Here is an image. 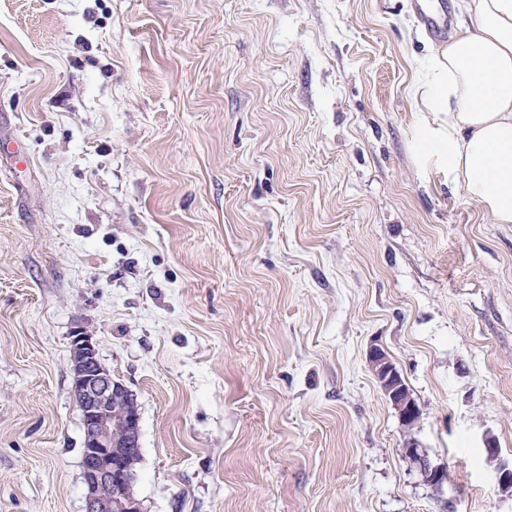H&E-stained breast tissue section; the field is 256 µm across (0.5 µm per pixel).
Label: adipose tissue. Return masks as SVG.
<instances>
[{"instance_id":"adipose-tissue-1","label":"adipose tissue","mask_w":512,"mask_h":512,"mask_svg":"<svg viewBox=\"0 0 512 512\" xmlns=\"http://www.w3.org/2000/svg\"><path fill=\"white\" fill-rule=\"evenodd\" d=\"M416 90L425 144L494 223L512 224V0H462Z\"/></svg>"}]
</instances>
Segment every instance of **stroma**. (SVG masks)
Masks as SVG:
<instances>
[{
	"label": "stroma",
	"instance_id": "obj_1",
	"mask_svg": "<svg viewBox=\"0 0 512 512\" xmlns=\"http://www.w3.org/2000/svg\"><path fill=\"white\" fill-rule=\"evenodd\" d=\"M420 3L0 0V512H83L78 326L142 512H512V224L425 154ZM367 363L385 397L397 412L402 425L409 427L417 420L419 408L387 352L380 345L372 344L367 352ZM402 450L405 457L412 460L418 466L426 484L437 493H442L444 486L448 483L447 467L442 464L433 463L422 448H418L414 442H407Z\"/></svg>",
	"mask_w": 512,
	"mask_h": 512
}]
</instances>
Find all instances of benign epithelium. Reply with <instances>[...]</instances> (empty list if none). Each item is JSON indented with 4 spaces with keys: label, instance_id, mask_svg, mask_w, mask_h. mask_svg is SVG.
I'll return each instance as SVG.
<instances>
[{
    "label": "benign epithelium",
    "instance_id": "obj_1",
    "mask_svg": "<svg viewBox=\"0 0 512 512\" xmlns=\"http://www.w3.org/2000/svg\"><path fill=\"white\" fill-rule=\"evenodd\" d=\"M70 360L72 390L84 425V512H141L132 490L133 477L114 465L121 449L139 442L137 398L125 385L112 382L100 361L95 336L83 327L75 328L70 336ZM367 363L402 425L413 424L419 408L384 348L371 345ZM403 453L418 466L427 485L443 492L448 483L446 466L432 462L414 442L406 443ZM496 481L503 492L512 491V464L499 465Z\"/></svg>",
    "mask_w": 512,
    "mask_h": 512
}]
</instances>
